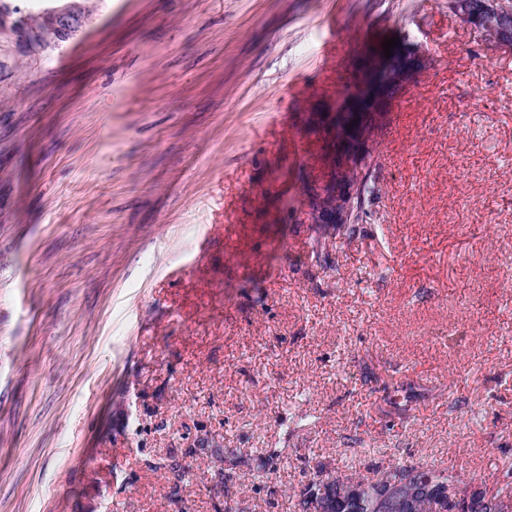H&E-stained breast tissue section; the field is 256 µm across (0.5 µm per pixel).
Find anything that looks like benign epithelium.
Masks as SVG:
<instances>
[{"label": "benign epithelium", "instance_id": "1", "mask_svg": "<svg viewBox=\"0 0 512 512\" xmlns=\"http://www.w3.org/2000/svg\"><path fill=\"white\" fill-rule=\"evenodd\" d=\"M454 9L479 36L493 33L489 47L512 49V6L502 0H457ZM89 23L90 17L79 0H44V6L37 11H25L11 4L0 9V30L21 37L27 48L44 39L56 45L67 42ZM426 62V55L420 50L396 49L392 56H377L366 65L362 81L336 109L332 134L338 150L331 162L335 179L306 196L314 223H355L354 200L365 176L377 165L368 135ZM369 499L383 508L395 499L401 512H420L423 496L416 484L398 483L385 476L371 484L360 480L339 484L319 480L307 485L300 497V507L301 512H363ZM447 502L457 505L453 512H468L473 504L493 512H512L508 498H495L487 487L474 481L451 480Z\"/></svg>", "mask_w": 512, "mask_h": 512}]
</instances>
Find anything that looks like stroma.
<instances>
[{
	"label": "stroma",
	"mask_w": 512,
	"mask_h": 512,
	"mask_svg": "<svg viewBox=\"0 0 512 512\" xmlns=\"http://www.w3.org/2000/svg\"><path fill=\"white\" fill-rule=\"evenodd\" d=\"M93 2L36 54L0 31V512L511 473L512 51L450 0ZM393 37L429 62L371 214L314 223L326 112Z\"/></svg>",
	"instance_id": "1"
}]
</instances>
